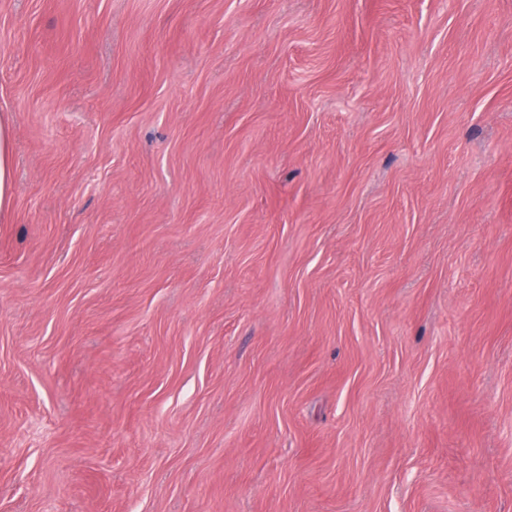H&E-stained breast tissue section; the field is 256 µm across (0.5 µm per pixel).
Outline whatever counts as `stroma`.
Returning <instances> with one entry per match:
<instances>
[{"mask_svg":"<svg viewBox=\"0 0 512 512\" xmlns=\"http://www.w3.org/2000/svg\"><path fill=\"white\" fill-rule=\"evenodd\" d=\"M0 512H512V0H0ZM14 148L10 117L0 115V214L11 211L14 200Z\"/></svg>","mask_w":512,"mask_h":512,"instance_id":"35a3bbf8","label":"stroma"}]
</instances>
